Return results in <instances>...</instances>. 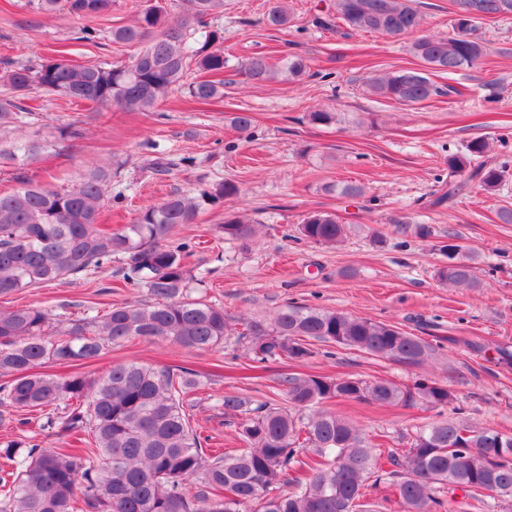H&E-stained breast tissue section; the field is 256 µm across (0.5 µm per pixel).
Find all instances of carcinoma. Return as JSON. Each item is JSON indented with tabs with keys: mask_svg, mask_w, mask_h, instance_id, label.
<instances>
[{
	"mask_svg": "<svg viewBox=\"0 0 512 512\" xmlns=\"http://www.w3.org/2000/svg\"><path fill=\"white\" fill-rule=\"evenodd\" d=\"M183 15L168 20L160 5L141 10L132 25L112 29L116 43L145 44L130 64L76 66L64 59L5 66L10 93L0 98V125L24 128L29 113L16 99L41 88L76 103L146 110L183 85L190 66L211 75L224 72L218 31L207 18L224 0H184ZM38 11H64L80 17L109 12L112 0H36ZM452 36L423 34L412 43L422 69L375 76L371 95L412 106L441 94L429 73H452L475 66L486 46L478 33L482 20L512 19V0H452ZM336 19L354 33L391 37L416 33L423 16L415 0H336ZM291 22L278 2L266 23ZM307 58L290 55L275 68L264 55L241 68L254 83L278 76L303 80ZM194 101L209 104L223 95L221 83L199 79L188 85ZM313 125L341 121L340 113L316 109ZM230 123L240 132L255 123L251 112H235ZM47 143L18 138L0 149V160L31 156ZM485 138L470 140L448 157V190L437 199L451 201L476 181L492 193L508 176L505 167L487 163ZM112 168L98 166L68 189L19 180L0 193V295L39 288L68 278L87 277L119 260L123 285L145 291L146 298L113 303L103 313L86 315L59 331L41 307L0 309V407L11 413L46 412L47 426L67 447L38 443L0 444V457L12 471L0 477V512H376L370 502L381 484L395 489L403 512H512V434L478 427L459 416L415 427L403 453H383L369 435L326 408L330 401H355L379 407L420 401L430 408L452 405L455 397L436 380L420 378L398 386L357 376L317 375L283 379L286 407L257 403L248 396H224V417L236 425L245 448L226 454L204 448L185 405L200 389L196 371L178 366L156 368L135 361L112 365L90 379L60 375L46 365L77 366L98 360L105 350L136 338L169 340L185 349L228 343L245 348L246 358L263 368L277 361L298 362L315 354L317 343L363 351L403 365H421L454 336L428 340L399 327L343 311L293 304L269 321L250 319L234 333L224 307L193 296L189 258L192 247L173 238L180 224H192L199 201L174 194L152 204L130 224L112 230L100 220L112 200ZM324 190L358 198L356 182L329 183ZM315 244L336 246L347 227L331 213H313L298 227ZM255 227L238 217L225 221L230 239L251 238ZM453 236L439 246L448 261L434 268L444 285L476 288L473 258H460ZM202 490L192 497L186 482Z\"/></svg>",
	"mask_w": 512,
	"mask_h": 512,
	"instance_id": "1",
	"label": "carcinoma"
}]
</instances>
